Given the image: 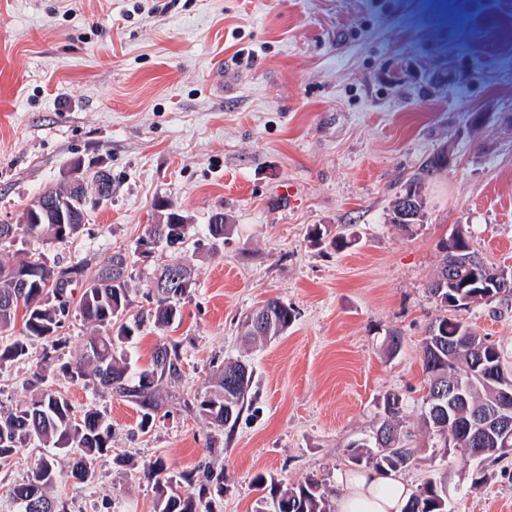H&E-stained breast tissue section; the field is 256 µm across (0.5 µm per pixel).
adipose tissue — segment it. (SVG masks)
<instances>
[{
  "label": "adipose tissue",
  "instance_id": "1",
  "mask_svg": "<svg viewBox=\"0 0 512 512\" xmlns=\"http://www.w3.org/2000/svg\"><path fill=\"white\" fill-rule=\"evenodd\" d=\"M346 491L334 502V512H402L408 499L407 483L394 474L351 471L343 478Z\"/></svg>",
  "mask_w": 512,
  "mask_h": 512
}]
</instances>
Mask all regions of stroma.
<instances>
[{"instance_id": "stroma-1", "label": "stroma", "mask_w": 512, "mask_h": 512, "mask_svg": "<svg viewBox=\"0 0 512 512\" xmlns=\"http://www.w3.org/2000/svg\"><path fill=\"white\" fill-rule=\"evenodd\" d=\"M450 66L451 89L440 81ZM444 150L450 167L422 176L421 221L392 226L396 196ZM77 161L110 170L112 200L77 240L41 252L96 267L124 251L125 318L145 320L123 346L132 366L170 340L183 360L145 433L134 404L50 373L76 410L112 425L90 481L74 483L57 459L54 494L70 512H154L158 460L223 474L215 512H254L259 473L341 493L351 443L376 431L392 392L419 450L402 473L409 488L434 476L448 512H512V458L455 460L419 422L441 243L465 225L477 253L512 271V0H0V223H21ZM288 184L291 203L278 194ZM161 203L193 230L180 249L148 255L139 241ZM218 211L228 229L215 240ZM317 226L351 246L313 242ZM162 260L187 264L193 285L181 323L158 329L146 293ZM271 298L295 320L252 342L241 324ZM459 317L512 363V299ZM43 353L34 341L28 359L0 368L1 404L29 400ZM237 359L252 386L222 431L192 401ZM38 455L0 462V512H18L9 490Z\"/></svg>"}]
</instances>
